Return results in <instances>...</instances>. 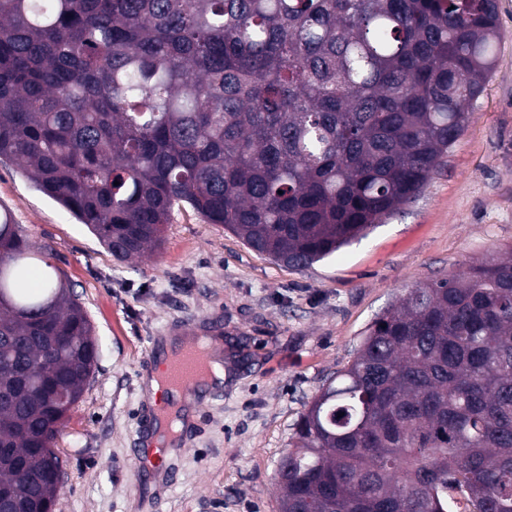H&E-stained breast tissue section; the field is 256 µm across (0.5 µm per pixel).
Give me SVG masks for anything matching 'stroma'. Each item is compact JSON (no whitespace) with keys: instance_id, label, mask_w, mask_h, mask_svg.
Here are the masks:
<instances>
[{"instance_id":"stroma-1","label":"stroma","mask_w":512,"mask_h":512,"mask_svg":"<svg viewBox=\"0 0 512 512\" xmlns=\"http://www.w3.org/2000/svg\"><path fill=\"white\" fill-rule=\"evenodd\" d=\"M495 67L462 136L411 203L307 268L262 257L190 208L162 244L121 261L15 161L0 158V209L37 260L79 296L99 361L56 446L67 459L56 512H281L277 464L325 381L416 284L512 250V0H497ZM195 320L224 360L203 395L171 484L135 466L138 373L157 338Z\"/></svg>"}]
</instances>
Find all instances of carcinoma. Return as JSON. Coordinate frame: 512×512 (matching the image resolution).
I'll return each mask as SVG.
<instances>
[{
	"label": "carcinoma",
	"instance_id": "obj_1",
	"mask_svg": "<svg viewBox=\"0 0 512 512\" xmlns=\"http://www.w3.org/2000/svg\"><path fill=\"white\" fill-rule=\"evenodd\" d=\"M496 0H0V156L117 259L189 207L306 267L417 197L495 66ZM0 211L3 512L53 503L99 347ZM282 512H512V251L411 288L296 425Z\"/></svg>",
	"mask_w": 512,
	"mask_h": 512
}]
</instances>
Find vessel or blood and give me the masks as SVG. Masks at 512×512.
<instances>
[{
  "mask_svg": "<svg viewBox=\"0 0 512 512\" xmlns=\"http://www.w3.org/2000/svg\"><path fill=\"white\" fill-rule=\"evenodd\" d=\"M207 361L206 351L191 342L169 358L152 353L143 357L141 372L157 375L162 390L152 406L139 412L142 432L139 445L133 451L135 460L157 463L163 460L168 449L177 447L178 434L173 426L182 419V407L195 403Z\"/></svg>",
  "mask_w": 512,
  "mask_h": 512,
  "instance_id": "vessel-or-blood-1",
  "label": "vessel or blood"
}]
</instances>
